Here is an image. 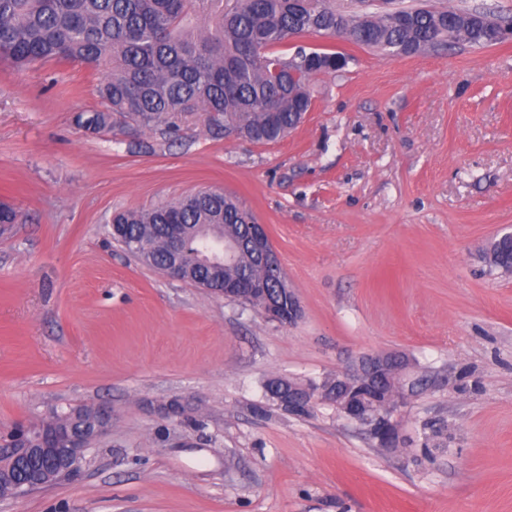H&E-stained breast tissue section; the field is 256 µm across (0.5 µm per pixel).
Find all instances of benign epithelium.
I'll list each match as a JSON object with an SVG mask.
<instances>
[{
  "label": "benign epithelium",
  "instance_id": "benign-epithelium-1",
  "mask_svg": "<svg viewBox=\"0 0 512 512\" xmlns=\"http://www.w3.org/2000/svg\"><path fill=\"white\" fill-rule=\"evenodd\" d=\"M248 225L249 235L244 241L236 237L227 238L220 229L209 231L224 243L217 252L201 249V239L187 236L185 225H169V261L165 274L174 280H186L181 254L190 247L197 249L203 266L233 264L240 254L247 253L260 263L264 271L262 280L252 282L238 277L224 281V287L213 288L211 292L229 302L258 309L270 321L282 323L286 312L293 321H298L303 314L301 302L288 282L278 253L270 246L266 226L252 219L248 220ZM409 366V360L400 354L363 355L355 366L336 375L333 388L312 392L307 385L290 382L288 407L301 406L309 413L317 401L328 402L335 405L336 411L345 418L365 427L379 447L394 448L398 439L396 425L393 420L376 414L374 404L377 394L382 391L395 388L406 397L414 391L420 381L405 382ZM107 420V412L98 408L79 430L73 428L71 421L64 419L51 431L37 429L29 434L25 444L0 453L1 474L9 472L18 459L31 464L23 483L8 484L10 491L7 496L15 497L34 488L49 486L75 472L85 458L89 442L105 428Z\"/></svg>",
  "mask_w": 512,
  "mask_h": 512
}]
</instances>
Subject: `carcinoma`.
<instances>
[{
    "label": "carcinoma",
    "mask_w": 512,
    "mask_h": 512,
    "mask_svg": "<svg viewBox=\"0 0 512 512\" xmlns=\"http://www.w3.org/2000/svg\"><path fill=\"white\" fill-rule=\"evenodd\" d=\"M454 14L416 7L394 16H353L331 0H0V60L15 67L69 62L104 72L97 86L104 108L78 113L81 126L104 130L120 115L168 135L199 114L215 137L239 126L257 142L275 143L312 100V76L344 69L349 57L317 51L314 66L303 49L288 59L274 47L298 33L333 37L349 29L360 33L351 42L389 53L457 40L500 42L499 29L479 19L448 32ZM249 215L223 191L201 189L154 208L115 213L112 223L121 225L119 242L134 256L138 246L149 245L152 267L161 271L167 225L232 224L242 236ZM225 275L258 281L262 269L244 256ZM265 388L276 406V397L288 393V379L270 378Z\"/></svg>",
    "instance_id": "1"
}]
</instances>
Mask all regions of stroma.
<instances>
[{
	"instance_id": "obj_1",
	"label": "stroma",
	"mask_w": 512,
	"mask_h": 512,
	"mask_svg": "<svg viewBox=\"0 0 512 512\" xmlns=\"http://www.w3.org/2000/svg\"><path fill=\"white\" fill-rule=\"evenodd\" d=\"M354 16L403 7L512 17V0H335ZM336 50L313 107L280 142L179 137L135 124L92 134L102 73L0 63V447L78 406L111 413L72 475L0 512H512V274L480 260L512 232V39L391 55ZM203 188L265 224L303 316L283 326L176 281L109 233L114 212ZM406 354L424 385L378 447L321 402L266 405L359 356ZM180 399L189 411L168 418ZM442 426L439 437L424 430Z\"/></svg>"
}]
</instances>
